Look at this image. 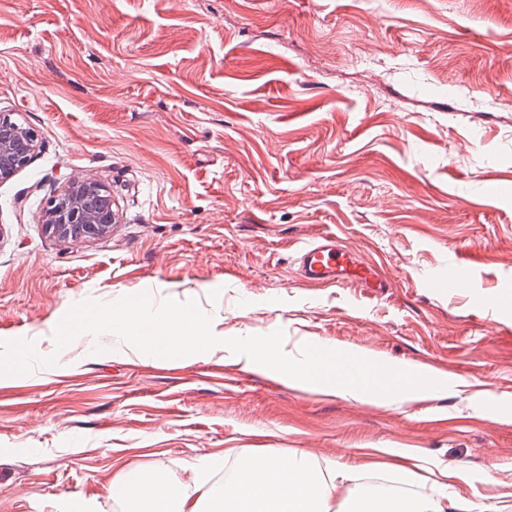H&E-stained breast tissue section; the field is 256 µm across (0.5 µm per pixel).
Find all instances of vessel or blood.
<instances>
[{"label": "vessel or blood", "instance_id": "obj_1", "mask_svg": "<svg viewBox=\"0 0 512 512\" xmlns=\"http://www.w3.org/2000/svg\"><path fill=\"white\" fill-rule=\"evenodd\" d=\"M304 282L325 286L355 285L385 293L390 283L373 267L359 261L355 252L333 234H325L298 251Z\"/></svg>", "mask_w": 512, "mask_h": 512}]
</instances>
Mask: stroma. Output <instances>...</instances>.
Wrapping results in <instances>:
<instances>
[{
    "mask_svg": "<svg viewBox=\"0 0 512 512\" xmlns=\"http://www.w3.org/2000/svg\"><path fill=\"white\" fill-rule=\"evenodd\" d=\"M394 49L364 71L359 43ZM512 0H0V111L38 138L0 179V512H123L119 471L303 452L409 497L512 503ZM91 177L106 237L61 243L50 198ZM333 233L391 288L304 284ZM462 261L451 295L426 285ZM197 300L217 337L285 333L444 376L374 404L288 386L217 348L135 356L53 332L77 303Z\"/></svg>",
    "mask_w": 512,
    "mask_h": 512,
    "instance_id": "1",
    "label": "stroma"
}]
</instances>
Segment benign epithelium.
I'll return each instance as SVG.
<instances>
[{
  "label": "benign epithelium",
  "mask_w": 512,
  "mask_h": 512,
  "mask_svg": "<svg viewBox=\"0 0 512 512\" xmlns=\"http://www.w3.org/2000/svg\"><path fill=\"white\" fill-rule=\"evenodd\" d=\"M37 134L19 127L14 113L0 112V177L7 179L30 161ZM105 190L100 182L78 180L48 202L43 219L44 232L60 242H75L102 237L110 232L112 206L92 208L88 199Z\"/></svg>",
  "instance_id": "benign-epithelium-1"
}]
</instances>
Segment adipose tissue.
<instances>
[{
	"label": "adipose tissue",
	"instance_id": "adipose-tissue-1",
	"mask_svg": "<svg viewBox=\"0 0 512 512\" xmlns=\"http://www.w3.org/2000/svg\"><path fill=\"white\" fill-rule=\"evenodd\" d=\"M217 460L189 467L181 490L166 473L125 470L115 475L107 496H121L130 512H335L336 492L352 474L329 467L313 468L303 453L257 455L240 464L223 484L212 480ZM349 512H444L433 498L380 494L361 487L349 499Z\"/></svg>",
	"mask_w": 512,
	"mask_h": 512
}]
</instances>
